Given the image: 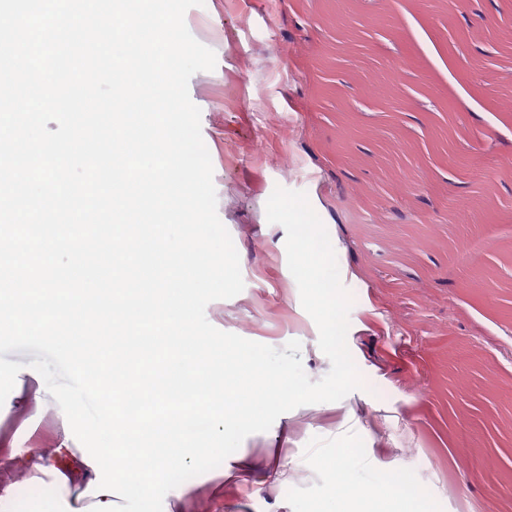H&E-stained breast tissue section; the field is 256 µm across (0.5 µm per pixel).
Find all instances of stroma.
<instances>
[{"label": "stroma", "instance_id": "stroma-1", "mask_svg": "<svg viewBox=\"0 0 512 512\" xmlns=\"http://www.w3.org/2000/svg\"><path fill=\"white\" fill-rule=\"evenodd\" d=\"M185 23L216 67L188 85L217 213L244 289L206 307L226 332L292 340L311 381L331 363L268 223L275 187L305 192L352 306L346 343L365 383L247 436L287 487L225 485L209 512H320L347 500L325 462L362 480L411 472L438 512H512V0H205ZM13 389L0 432L44 447L54 412Z\"/></svg>", "mask_w": 512, "mask_h": 512}]
</instances>
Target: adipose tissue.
Here are the masks:
<instances>
[{
  "label": "adipose tissue",
  "mask_w": 512,
  "mask_h": 512,
  "mask_svg": "<svg viewBox=\"0 0 512 512\" xmlns=\"http://www.w3.org/2000/svg\"><path fill=\"white\" fill-rule=\"evenodd\" d=\"M0 458L7 465L0 475V508L21 500L23 491L41 493L46 483L61 485V494L74 512L95 501L86 489L96 473L64 430H57L50 444L36 454L21 448L16 438L0 437ZM335 471L337 487L348 491L357 512H375L380 502L384 512H433L426 492L409 473L381 469L375 482L361 484L343 466H336Z\"/></svg>",
  "instance_id": "obj_1"
}]
</instances>
